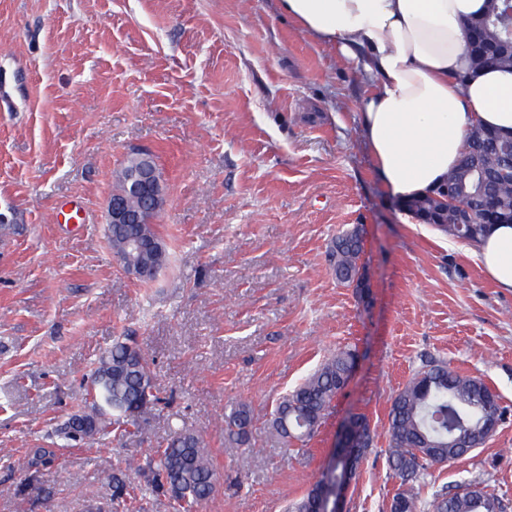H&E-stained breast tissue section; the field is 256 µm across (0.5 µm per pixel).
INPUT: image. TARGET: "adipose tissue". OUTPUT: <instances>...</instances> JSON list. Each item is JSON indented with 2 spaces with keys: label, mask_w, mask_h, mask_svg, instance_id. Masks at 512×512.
<instances>
[{
  "label": "adipose tissue",
  "mask_w": 512,
  "mask_h": 512,
  "mask_svg": "<svg viewBox=\"0 0 512 512\" xmlns=\"http://www.w3.org/2000/svg\"><path fill=\"white\" fill-rule=\"evenodd\" d=\"M486 0H279L302 30L335 45L367 76L360 123L376 171L399 200L444 184L470 128L512 131V71L488 68L460 83L464 20ZM472 258L512 292V225L496 224Z\"/></svg>",
  "instance_id": "1"
}]
</instances>
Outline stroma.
Wrapping results in <instances>:
<instances>
[{"instance_id":"obj_1","label":"stroma","mask_w":512,"mask_h":512,"mask_svg":"<svg viewBox=\"0 0 512 512\" xmlns=\"http://www.w3.org/2000/svg\"><path fill=\"white\" fill-rule=\"evenodd\" d=\"M0 82L13 98L0 112V512H176L126 468L174 422L218 477L196 512H286L356 413L374 442L345 508L389 512V406L430 357L481 377L506 414L483 447L433 467L421 498L476 481L512 503V293L467 242L407 223L360 129L366 83L333 46L277 0H0ZM139 151L165 189L154 222L169 261L149 283L104 236ZM69 201L81 223H55ZM357 224L361 293L328 260ZM124 339L148 357L159 403L131 438L68 441L28 470ZM342 351L355 369L311 440L274 436L279 397ZM236 402L252 412L246 447L224 438Z\"/></svg>"}]
</instances>
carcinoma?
Listing matches in <instances>:
<instances>
[{
  "instance_id": "obj_1",
  "label": "carcinoma",
  "mask_w": 512,
  "mask_h": 512,
  "mask_svg": "<svg viewBox=\"0 0 512 512\" xmlns=\"http://www.w3.org/2000/svg\"><path fill=\"white\" fill-rule=\"evenodd\" d=\"M472 33L467 50L474 69H512V3L487 0L486 10L464 24ZM468 148L458 165L448 173L447 186L463 199H470L482 187L492 198L494 209L476 212L472 222L460 223L457 212L433 203L432 194L404 201V209L416 220L476 244L490 226L501 223L502 215L512 216V172L501 173V163H512V134L487 127L472 129ZM145 232L158 243L148 262L161 270L168 262L167 250L155 224L144 225ZM363 247V229L356 225L333 241L330 249L336 278L356 288H366L358 261ZM354 365V354L339 352L276 404L271 426L285 440L304 441L317 430L324 411L347 385ZM159 401L150 364L141 351L125 341H117L107 356L99 359L91 384L86 390V409L80 413L92 426V436L101 445L129 433L149 406ZM500 419L504 408L498 395L476 376L462 375L442 361L427 360L391 400L388 412V462L406 488L392 498L390 512H507L508 505L479 483L452 486L438 492L427 508H422L412 485L437 465L461 458L484 446L489 440L485 419ZM360 426L353 448L355 460L362 463L374 442L368 418L352 416ZM225 432L232 442L246 444L251 425L250 411L240 403L225 419ZM55 449L30 450L26 466L39 469L50 464ZM344 463L335 458V474L321 473L306 493L289 506V512H308L327 491V486L343 477ZM147 482L154 493L168 489V495L184 509L207 500L215 490V473L208 451L200 437L178 425L167 445L155 451L147 462Z\"/></svg>"
}]
</instances>
